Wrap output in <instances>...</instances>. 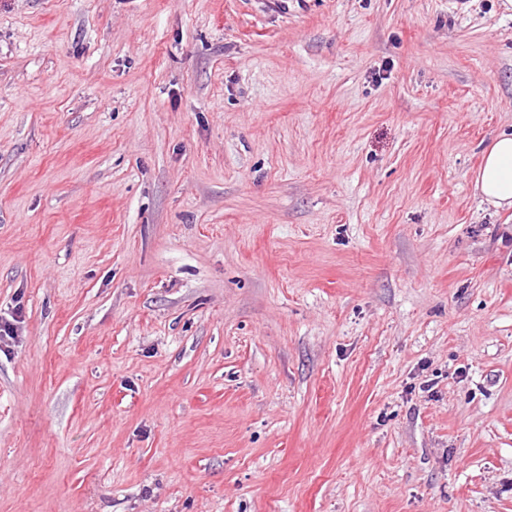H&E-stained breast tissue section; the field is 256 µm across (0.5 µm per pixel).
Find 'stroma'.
<instances>
[{"label":"stroma","mask_w":512,"mask_h":512,"mask_svg":"<svg viewBox=\"0 0 512 512\" xmlns=\"http://www.w3.org/2000/svg\"><path fill=\"white\" fill-rule=\"evenodd\" d=\"M512 0H0V512H512ZM476 188L491 206L512 208V133L499 135L485 150Z\"/></svg>","instance_id":"35a3bbf8"}]
</instances>
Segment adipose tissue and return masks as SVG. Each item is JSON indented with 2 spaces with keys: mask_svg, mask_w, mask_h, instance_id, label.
Returning a JSON list of instances; mask_svg holds the SVG:
<instances>
[{
  "mask_svg": "<svg viewBox=\"0 0 512 512\" xmlns=\"http://www.w3.org/2000/svg\"><path fill=\"white\" fill-rule=\"evenodd\" d=\"M476 188L491 206L512 208V133L499 135L485 150Z\"/></svg>",
  "mask_w": 512,
  "mask_h": 512,
  "instance_id": "adipose-tissue-1",
  "label": "adipose tissue"
}]
</instances>
